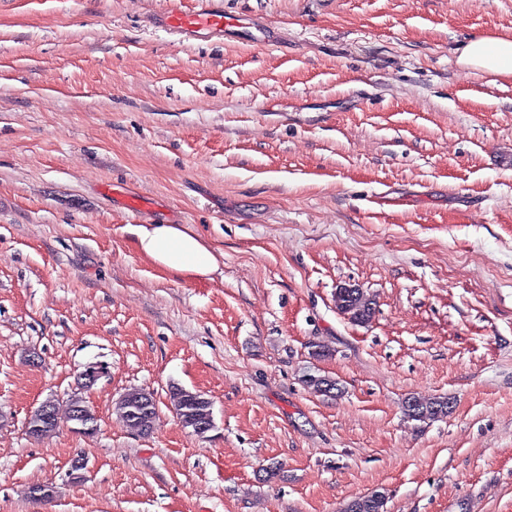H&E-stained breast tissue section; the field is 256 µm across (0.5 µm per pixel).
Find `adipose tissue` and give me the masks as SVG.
Wrapping results in <instances>:
<instances>
[{"label":"adipose tissue","mask_w":512,"mask_h":512,"mask_svg":"<svg viewBox=\"0 0 512 512\" xmlns=\"http://www.w3.org/2000/svg\"><path fill=\"white\" fill-rule=\"evenodd\" d=\"M466 68L512 77V36H480L458 49ZM139 251L158 267L196 279L210 277L218 258L202 238L183 224H144L134 230Z\"/></svg>","instance_id":"1"}]
</instances>
